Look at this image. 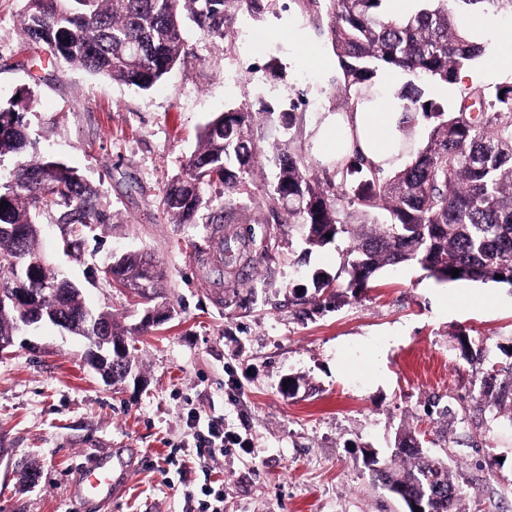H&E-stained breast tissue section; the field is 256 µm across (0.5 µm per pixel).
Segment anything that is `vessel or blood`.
<instances>
[{
  "instance_id": "vessel-or-blood-1",
  "label": "vessel or blood",
  "mask_w": 512,
  "mask_h": 512,
  "mask_svg": "<svg viewBox=\"0 0 512 512\" xmlns=\"http://www.w3.org/2000/svg\"><path fill=\"white\" fill-rule=\"evenodd\" d=\"M131 478L132 471L125 463H113L109 442L100 440L90 461L81 467L72 493L80 507H103L129 485Z\"/></svg>"
}]
</instances>
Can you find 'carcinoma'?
Returning <instances> with one entry per match:
<instances>
[{
  "instance_id": "obj_1",
  "label": "carcinoma",
  "mask_w": 512,
  "mask_h": 512,
  "mask_svg": "<svg viewBox=\"0 0 512 512\" xmlns=\"http://www.w3.org/2000/svg\"><path fill=\"white\" fill-rule=\"evenodd\" d=\"M338 58L344 91L369 89L383 71L411 77L403 97L406 111L434 120L421 148L405 139L401 151L410 161L386 175L356 152L319 179L310 175L304 157L272 146L263 154L256 134L272 112L248 108L222 113L202 129L199 144L185 170L163 190L159 206L178 224H193L204 204L201 186L219 183L228 196L252 176L264 155L277 173L266 192L275 223L302 228L309 248L346 237L352 241L344 264L348 279L339 284L356 293L382 268L417 265L440 282L468 280L512 284V84L503 97L487 99L479 90L467 93L478 104L445 114L420 102L419 85L452 84L463 67L481 56L483 46L469 40L460 16L487 4L512 15V0H415L410 13H390L387 0H305ZM264 0H27L22 34L46 52L48 59L79 65L95 75L121 81L140 91L152 89L177 64L184 50L183 18L188 16L209 36L227 39L229 13L257 16ZM30 97L0 104V163L14 160L11 179L0 178V260L14 268L0 273V290L55 288L41 308L73 322L86 307L75 284L49 266L36 250L39 217L55 214L61 225L62 250L75 247L96 224L110 223L101 195L82 175L37 149L24 123ZM349 216L340 219L339 207ZM459 270L458 276L451 271ZM105 278L132 291L144 289L147 301L164 297L160 276L139 252L121 254L117 268L100 270ZM320 305L336 296L333 280L313 278ZM108 325L112 343H123L124 362L112 383L135 367L136 347L116 327L112 313H98ZM20 317L0 304V339L19 335ZM480 397L496 409L512 411V368L499 383L481 382ZM364 466L395 498L414 512H460L471 490L457 483L443 458L420 445L411 433L398 436L391 457L369 452Z\"/></svg>"
}]
</instances>
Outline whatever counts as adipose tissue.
I'll return each instance as SVG.
<instances>
[{"label": "adipose tissue", "mask_w": 512, "mask_h": 512, "mask_svg": "<svg viewBox=\"0 0 512 512\" xmlns=\"http://www.w3.org/2000/svg\"><path fill=\"white\" fill-rule=\"evenodd\" d=\"M469 37L490 46L483 64L469 72L468 77L493 82L512 75V28L493 25L483 17L462 19ZM400 77L392 72L382 73L368 97L358 101L354 112L337 113L325 119L317 142L325 151L343 157L360 149L372 165L390 170L403 162L397 151L406 124L403 103L392 92Z\"/></svg>", "instance_id": "ef3b65f1"}]
</instances>
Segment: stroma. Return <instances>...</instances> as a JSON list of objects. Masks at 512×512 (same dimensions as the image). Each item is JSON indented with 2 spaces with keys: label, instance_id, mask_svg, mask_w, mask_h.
Here are the masks:
<instances>
[{
  "label": "stroma",
  "instance_id": "35a3bbf8",
  "mask_svg": "<svg viewBox=\"0 0 512 512\" xmlns=\"http://www.w3.org/2000/svg\"><path fill=\"white\" fill-rule=\"evenodd\" d=\"M24 9L25 0H0V102L33 92L26 121L39 151L96 186L112 216L65 253L53 215L43 214L37 250L80 286L87 307L110 310L139 352L132 377L111 386L86 365V340L51 325L0 356V512H72L69 488L90 439L133 449L141 461L161 458L192 443V409L223 417L251 453L233 450L204 470L139 469L107 512H182L185 493L205 485L223 486L224 512H404L362 462L364 448L390 454L403 432L445 453L454 480L475 488L463 512L512 506V417L486 411L477 395L487 370L512 365L511 285L440 282L400 265L381 269L358 298L295 304L313 294L314 273H340L350 242L310 250L299 227L271 223L267 165L221 225L205 211L178 224L159 208L201 128L248 101L294 114L291 129L272 122L265 143L302 154L314 174L335 169L316 131L327 113L352 111L356 97L338 91L337 58L301 0H267L258 17L233 20V29L264 34L259 49L185 21V55L147 92L48 63L22 35ZM303 39L318 59L297 67L288 57ZM269 233L272 258L254 256L235 282L223 264L199 259L226 236ZM129 251L152 258L167 294L157 309L173 313L144 331L148 302L90 275ZM464 291L488 300L458 305ZM435 401L451 405L452 417L431 420L425 410ZM31 465L40 479L28 487L20 470Z\"/></svg>",
  "mask_w": 512,
  "mask_h": 512
}]
</instances>
